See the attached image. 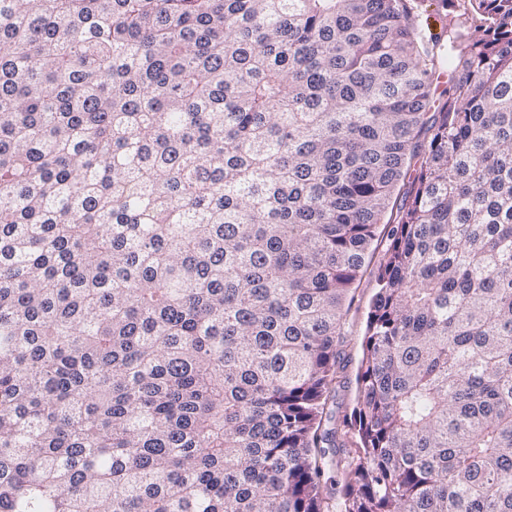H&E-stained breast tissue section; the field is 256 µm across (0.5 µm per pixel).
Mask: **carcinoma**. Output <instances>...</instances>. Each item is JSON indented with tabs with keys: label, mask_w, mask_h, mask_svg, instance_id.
<instances>
[{
	"label": "carcinoma",
	"mask_w": 512,
	"mask_h": 512,
	"mask_svg": "<svg viewBox=\"0 0 512 512\" xmlns=\"http://www.w3.org/2000/svg\"><path fill=\"white\" fill-rule=\"evenodd\" d=\"M442 2L0 0V512H512V0ZM369 254L368 267L362 279L356 283L351 292L353 301L347 316L348 343L345 349V373L348 378V387L340 397L342 414L350 415L358 397L356 376L362 359V341L364 338L367 314L371 300L375 294V274L385 261V243L378 242Z\"/></svg>",
	"instance_id": "obj_1"
}]
</instances>
